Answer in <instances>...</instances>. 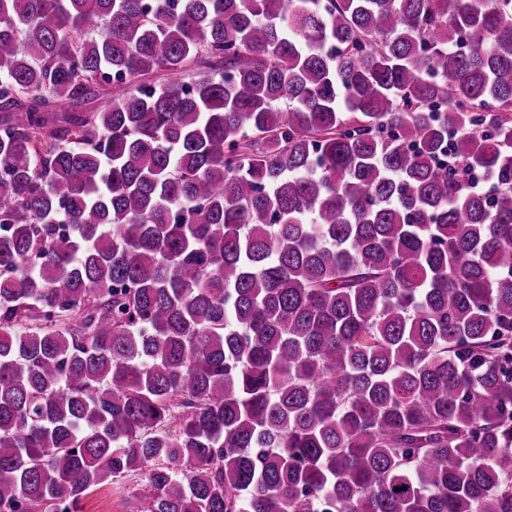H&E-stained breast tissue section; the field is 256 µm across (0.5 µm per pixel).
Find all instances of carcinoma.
<instances>
[{
    "mask_svg": "<svg viewBox=\"0 0 512 512\" xmlns=\"http://www.w3.org/2000/svg\"><path fill=\"white\" fill-rule=\"evenodd\" d=\"M132 470L512 512V0H0V512Z\"/></svg>",
    "mask_w": 512,
    "mask_h": 512,
    "instance_id": "obj_1",
    "label": "carcinoma"
}]
</instances>
